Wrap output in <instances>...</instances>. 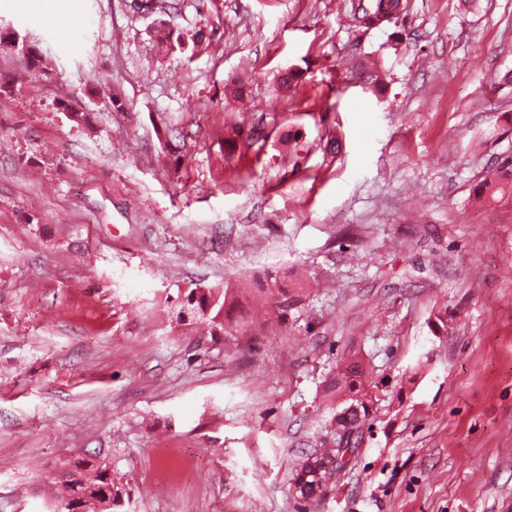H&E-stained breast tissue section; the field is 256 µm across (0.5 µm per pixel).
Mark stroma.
<instances>
[{"label":"stroma","instance_id":"35a3bbf8","mask_svg":"<svg viewBox=\"0 0 512 512\" xmlns=\"http://www.w3.org/2000/svg\"><path fill=\"white\" fill-rule=\"evenodd\" d=\"M36 2L0 0L49 64L0 54V512H52L46 479L79 456L110 464L123 512H512V86L491 83L512 0H402L371 27L359 0ZM244 284L245 335L167 315ZM352 351L378 400L299 499Z\"/></svg>","mask_w":512,"mask_h":512}]
</instances>
